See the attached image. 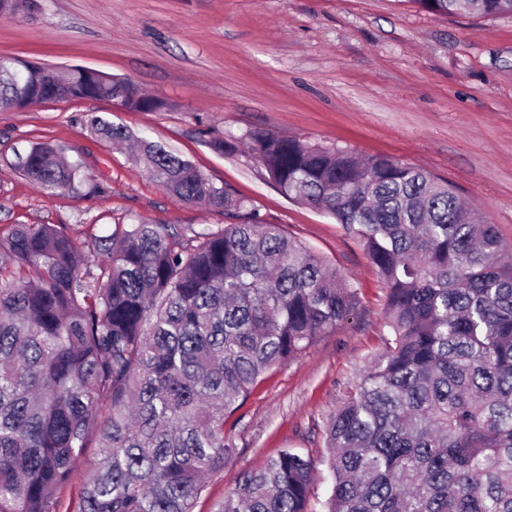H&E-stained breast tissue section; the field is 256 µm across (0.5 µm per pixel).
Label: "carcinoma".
Listing matches in <instances>:
<instances>
[{
    "label": "carcinoma",
    "instance_id": "carcinoma-1",
    "mask_svg": "<svg viewBox=\"0 0 512 512\" xmlns=\"http://www.w3.org/2000/svg\"><path fill=\"white\" fill-rule=\"evenodd\" d=\"M439 16L512 13V0H409ZM159 99L129 82L0 57V112L47 95ZM109 142L129 134L98 116ZM288 199L333 218L387 289L390 336L326 425L324 512H512V253L448 181L383 155L245 134ZM169 194L244 216L186 239L118 224L79 240L65 224L0 233V512H194L235 445L224 423L269 371L299 358L356 305V290L249 202L144 139ZM46 193L91 181L33 143L16 163ZM316 462L291 450L244 473L217 512H306ZM88 472L85 469L84 465H79L75 468L74 475L70 481V483L63 488L61 491V511L62 512H73L76 508V504L78 501V493L87 479Z\"/></svg>",
    "mask_w": 512,
    "mask_h": 512
}]
</instances>
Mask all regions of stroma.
Listing matches in <instances>:
<instances>
[{
    "instance_id": "obj_1",
    "label": "stroma",
    "mask_w": 512,
    "mask_h": 512,
    "mask_svg": "<svg viewBox=\"0 0 512 512\" xmlns=\"http://www.w3.org/2000/svg\"><path fill=\"white\" fill-rule=\"evenodd\" d=\"M0 56L124 77L166 103L158 112L84 99L0 112V229L65 224L105 236L145 222L191 238L234 223L170 195L126 150L97 139L87 120L98 115L249 200L262 222L309 245L356 289L352 314L227 421L236 452L195 508L214 512L242 473L289 449L318 460L309 508L322 512L325 424L383 348L386 290L331 217L282 195L246 148L220 154L210 141L257 130L421 167L452 182L511 250L512 14L442 17L410 0H38L32 15L0 18ZM40 142L81 163L102 192H40L15 167Z\"/></svg>"
}]
</instances>
